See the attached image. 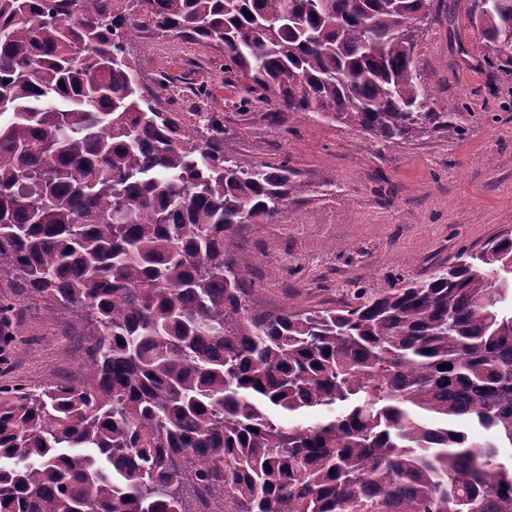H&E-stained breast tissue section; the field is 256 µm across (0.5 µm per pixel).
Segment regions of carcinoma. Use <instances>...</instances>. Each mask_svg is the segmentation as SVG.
Instances as JSON below:
<instances>
[{
    "label": "carcinoma",
    "instance_id": "cac0c4a2",
    "mask_svg": "<svg viewBox=\"0 0 512 512\" xmlns=\"http://www.w3.org/2000/svg\"><path fill=\"white\" fill-rule=\"evenodd\" d=\"M432 6L0 0V279L85 344L78 377L0 386V512H512V235L346 309H252L227 238L288 215L299 174L128 58L161 35L216 51L245 106L459 134L401 36ZM467 12L512 54V0ZM20 314L0 298V336Z\"/></svg>",
    "mask_w": 512,
    "mask_h": 512
}]
</instances>
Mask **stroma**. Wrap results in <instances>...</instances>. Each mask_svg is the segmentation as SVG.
<instances>
[{
    "label": "stroma",
    "mask_w": 512,
    "mask_h": 512,
    "mask_svg": "<svg viewBox=\"0 0 512 512\" xmlns=\"http://www.w3.org/2000/svg\"><path fill=\"white\" fill-rule=\"evenodd\" d=\"M444 2L419 32L414 56L430 109L454 113L462 132L406 142L376 143L355 127L300 112L270 126L266 104L237 113L241 91L215 64V51L176 42L157 55L150 40L130 44L141 72L164 69L210 85L231 152L250 163L284 160L300 174L288 216L229 238L252 259L256 307L340 308L356 289L384 293L427 278L512 231V59L492 68L463 64L488 48L464 0ZM22 306L13 336L0 342V384L37 388L75 371L82 346L65 323L38 301Z\"/></svg>",
    "instance_id": "obj_1"
}]
</instances>
